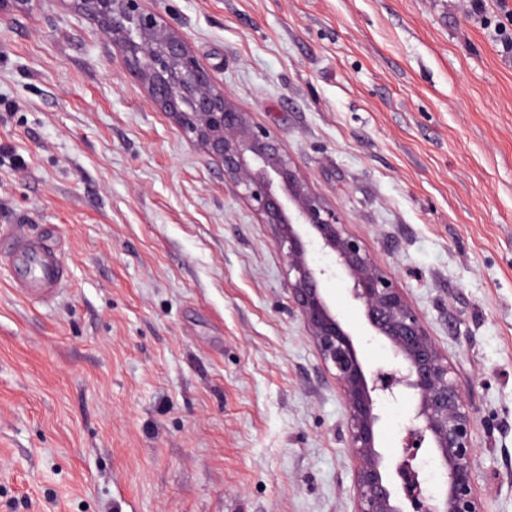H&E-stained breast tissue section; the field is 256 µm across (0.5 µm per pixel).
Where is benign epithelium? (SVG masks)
<instances>
[{"label":"benign epithelium","instance_id":"benign-epithelium-1","mask_svg":"<svg viewBox=\"0 0 512 512\" xmlns=\"http://www.w3.org/2000/svg\"><path fill=\"white\" fill-rule=\"evenodd\" d=\"M40 0H0V16L27 13ZM106 33L149 97L184 137L224 164V176L269 225L288 266L289 293L346 407L347 448L356 462L354 512H483L473 472L475 421L453 365L398 282L349 232L339 209L312 188L288 150L254 122L147 0H70ZM329 260L315 263L313 254ZM341 272L348 302L388 344L393 361L367 367L322 283ZM413 402L400 454L380 446V403ZM433 453L439 488L423 487L415 460Z\"/></svg>","mask_w":512,"mask_h":512}]
</instances>
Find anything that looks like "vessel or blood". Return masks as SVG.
<instances>
[{
  "label": "vessel or blood",
  "mask_w": 512,
  "mask_h": 512,
  "mask_svg": "<svg viewBox=\"0 0 512 512\" xmlns=\"http://www.w3.org/2000/svg\"><path fill=\"white\" fill-rule=\"evenodd\" d=\"M0 270L10 273V285L23 300L49 301L69 278V267L47 237L24 229L0 232Z\"/></svg>",
  "instance_id": "obj_1"
}]
</instances>
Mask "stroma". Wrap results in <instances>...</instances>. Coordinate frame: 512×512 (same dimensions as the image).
<instances>
[{"label":"stroma","mask_w":512,"mask_h":512,"mask_svg":"<svg viewBox=\"0 0 512 512\" xmlns=\"http://www.w3.org/2000/svg\"><path fill=\"white\" fill-rule=\"evenodd\" d=\"M404 288L512 512V0H150ZM57 227L33 305L0 270V512H354L336 380L268 225L69 0L0 18V227ZM360 358L385 341L325 279ZM386 455L410 404L381 405Z\"/></svg>","instance_id":"35a3bbf8"}]
</instances>
